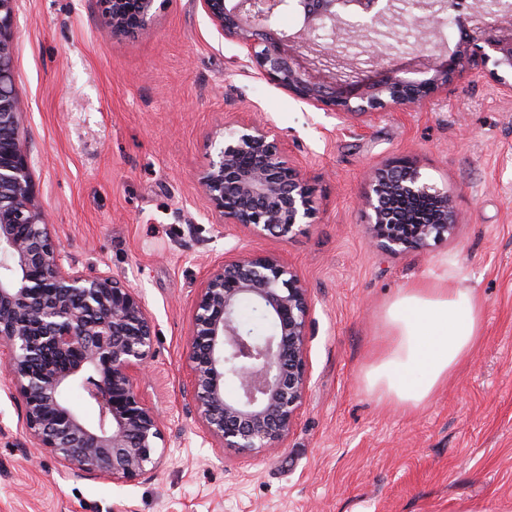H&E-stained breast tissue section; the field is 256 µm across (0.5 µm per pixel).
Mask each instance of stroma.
<instances>
[{"label":"stroma","instance_id":"35a3bbf8","mask_svg":"<svg viewBox=\"0 0 512 512\" xmlns=\"http://www.w3.org/2000/svg\"><path fill=\"white\" fill-rule=\"evenodd\" d=\"M418 49L414 80L454 59ZM315 80L358 81L313 48ZM35 191L79 269H107L144 298L154 358L135 383L162 422L166 459L128 483L83 476L33 447L0 356V512H512V94L487 71L431 99L346 117L261 76L199 0H164L116 40L97 0H18L13 51ZM272 126L313 192L292 238L214 223L196 184L212 136ZM416 160L453 194L459 222L426 249L371 245L358 208L374 173ZM239 247L286 257L308 288L309 382L284 446L246 457L199 423L187 378L204 273ZM448 278L477 295L482 330L435 395L406 410L365 374L402 288Z\"/></svg>","mask_w":512,"mask_h":512}]
</instances>
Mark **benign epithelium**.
I'll return each instance as SVG.
<instances>
[{
	"label": "benign epithelium",
	"instance_id": "obj_1",
	"mask_svg": "<svg viewBox=\"0 0 512 512\" xmlns=\"http://www.w3.org/2000/svg\"><path fill=\"white\" fill-rule=\"evenodd\" d=\"M512 17V0L485 2ZM17 0H0V346L5 370L23 401L22 430L58 464L94 478L124 482L164 463L161 422L133 377L153 357L154 323L143 297L108 270L76 267L49 224L33 184L24 143L25 115L12 69ZM224 38L237 43L260 74L288 94L346 115L430 98L465 71L512 74V40L488 30L470 33V16L456 0H407L426 15L394 9L396 0H201ZM101 25L115 39L131 38L154 19L155 0H99ZM301 18L289 34L276 20L288 10ZM462 34L451 66L423 81L405 76L374 53L373 35L385 27L401 43L422 28L439 34L447 24ZM347 31L362 39L377 76L351 90L313 81L296 62L299 49L321 33ZM208 163L196 175L209 216L255 236L290 238L315 213L312 191L272 127L243 125L211 140ZM360 207L373 245L391 254L422 250L453 232L454 196L430 183L417 161L378 170ZM260 312L270 326L261 342L248 334L241 309ZM308 288L279 254L227 251L212 265L194 301L189 385L206 433L242 456L284 445L306 388ZM79 385L87 421L67 400ZM236 392L226 393V385Z\"/></svg>",
	"mask_w": 512,
	"mask_h": 512
}]
</instances>
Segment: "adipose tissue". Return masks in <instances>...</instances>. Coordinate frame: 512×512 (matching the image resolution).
Wrapping results in <instances>:
<instances>
[{
  "label": "adipose tissue",
  "mask_w": 512,
  "mask_h": 512,
  "mask_svg": "<svg viewBox=\"0 0 512 512\" xmlns=\"http://www.w3.org/2000/svg\"><path fill=\"white\" fill-rule=\"evenodd\" d=\"M476 295L447 281L400 292L388 312V334L370 385L403 408L427 402L469 353L481 330Z\"/></svg>",
  "instance_id": "adipose-tissue-1"
}]
</instances>
